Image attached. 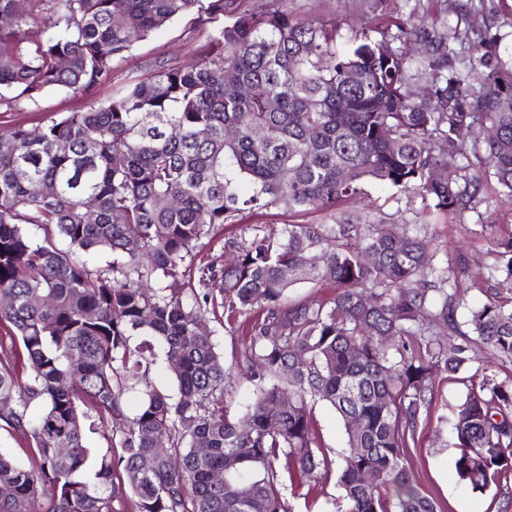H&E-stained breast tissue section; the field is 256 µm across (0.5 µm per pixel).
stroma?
I'll use <instances>...</instances> for the list:
<instances>
[{"mask_svg":"<svg viewBox=\"0 0 512 512\" xmlns=\"http://www.w3.org/2000/svg\"><path fill=\"white\" fill-rule=\"evenodd\" d=\"M462 0H288L289 13L297 18H336L342 35H349L351 25L371 20L380 27L396 17L409 13L428 16L437 29L463 24L479 29L484 19H492L501 37L499 51L503 58L512 57V0H491L487 15L473 12L458 17L456 7ZM210 28L198 25L192 18H184L147 39L135 42L126 58L119 61L110 81L99 86L87 97L71 90L47 93L38 107L17 111L0 106V136L15 126L45 125L62 113L80 111L90 103L107 104L119 97L134 80L146 77L163 61L191 64L206 45ZM343 209L353 216L373 222L386 219L395 222L423 224L431 241L436 260L463 256L473 273L461 281L458 298L460 315L481 303L479 272L494 261L493 243L512 237V206L498 199L496 185H489L484 201L477 210L465 212H424L420 198L413 193L369 185L360 198L344 203ZM338 212L334 210L294 213L281 207H271L246 216L235 224L220 228L215 236L203 238L196 250L194 267L213 261H231L232 242L250 238L256 229L281 230L288 224H332ZM207 325L220 352L224 366L233 380L224 389V406L234 416L242 414L255 391L247 376L251 354V335L228 322L224 313L207 318ZM472 360L454 374L439 373L435 379V399L423 412L414 445L407 452V463L421 491L431 496L441 512H512V476L500 487L485 492L472 491L455 473L456 454L450 439V428L457 408L464 400L471 377L476 370L489 368L498 379L512 376V364L499 366L493 354L483 346H473ZM315 438L331 462H338L345 448L344 425L336 411L321 402L312 411ZM284 501L291 512H340L341 490L335 471H328L318 479L294 478L286 481Z\"/></svg>","mask_w":512,"mask_h":512,"instance_id":"stroma-1","label":"stroma"}]
</instances>
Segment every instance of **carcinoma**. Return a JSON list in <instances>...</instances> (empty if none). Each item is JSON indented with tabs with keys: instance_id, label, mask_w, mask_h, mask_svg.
Wrapping results in <instances>:
<instances>
[{
	"instance_id": "1",
	"label": "carcinoma",
	"mask_w": 512,
	"mask_h": 512,
	"mask_svg": "<svg viewBox=\"0 0 512 512\" xmlns=\"http://www.w3.org/2000/svg\"><path fill=\"white\" fill-rule=\"evenodd\" d=\"M44 12L49 32L35 29ZM188 14L211 27L194 64L162 62L107 105L0 138V293L12 298L0 323L21 344L26 374L22 383L0 366V400L11 402L0 420L33 459L27 467L0 451V486L11 490L0 512H126L108 492L118 475L134 512H286L278 460L307 478L330 466L315 401L344 422L346 512H439L405 464L408 439L437 373L468 361L442 336H471L512 364V302L498 291L512 283V238L496 243L480 276L486 300L463 322L454 289L467 268L433 262L428 237L409 224H290L238 243L229 265L198 269V284L186 277L215 228L271 206L334 208L368 184L461 213L492 179L512 204V62L496 35L474 43L414 13L392 23V49L369 26L343 42L335 20L294 19L283 0L258 11L241 0H0V105L36 107L63 88L90 96L133 40ZM413 39L418 58L407 51ZM415 73L427 79L421 97ZM232 84L248 95H227ZM453 154L467 165L448 166ZM33 181L52 193L33 194ZM100 255L111 257L103 268ZM303 282L334 283L333 304L280 312ZM211 307L262 312L251 322L255 399L236 417L224 410V356L199 329ZM384 336L400 339L395 353ZM159 360L175 396L149 381ZM140 384L129 416L123 392ZM97 429L108 448L91 469L87 433ZM452 437L456 474L471 490L512 475V378L482 374ZM145 458L153 468L142 474Z\"/></svg>"
}]
</instances>
